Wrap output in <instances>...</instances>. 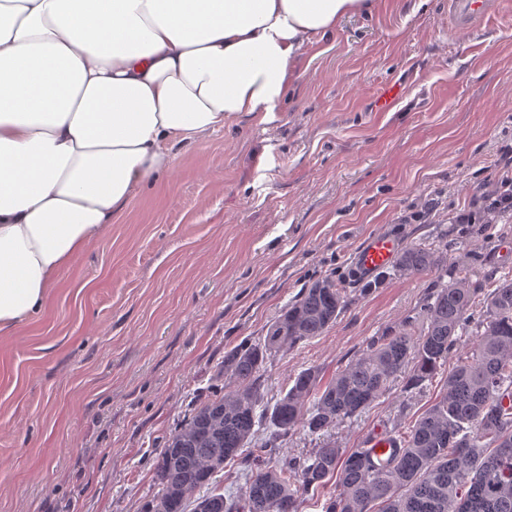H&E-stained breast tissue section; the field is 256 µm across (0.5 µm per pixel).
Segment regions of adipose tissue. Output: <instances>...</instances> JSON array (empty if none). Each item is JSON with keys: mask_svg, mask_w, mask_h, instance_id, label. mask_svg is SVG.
Segmentation results:
<instances>
[{"mask_svg": "<svg viewBox=\"0 0 512 512\" xmlns=\"http://www.w3.org/2000/svg\"><path fill=\"white\" fill-rule=\"evenodd\" d=\"M373 0H0V332L175 149L270 121L295 65Z\"/></svg>", "mask_w": 512, "mask_h": 512, "instance_id": "obj_1", "label": "adipose tissue"}]
</instances>
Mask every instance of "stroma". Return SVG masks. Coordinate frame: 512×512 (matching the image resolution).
<instances>
[{
    "label": "stroma",
    "instance_id": "obj_1",
    "mask_svg": "<svg viewBox=\"0 0 512 512\" xmlns=\"http://www.w3.org/2000/svg\"><path fill=\"white\" fill-rule=\"evenodd\" d=\"M463 35L448 0H376L299 59L270 122L176 150L58 274L43 310L0 334V512H142L163 439L217 385L226 350L264 336L302 288L345 306L323 335L271 357L261 392L323 380L383 333L420 330L434 275L363 272L375 236L436 244L479 278L512 270V217L453 224L512 146V0ZM399 96L382 103L384 89ZM449 371L397 379L358 416L300 429L277 456L364 447L409 425Z\"/></svg>",
    "mask_w": 512,
    "mask_h": 512
}]
</instances>
